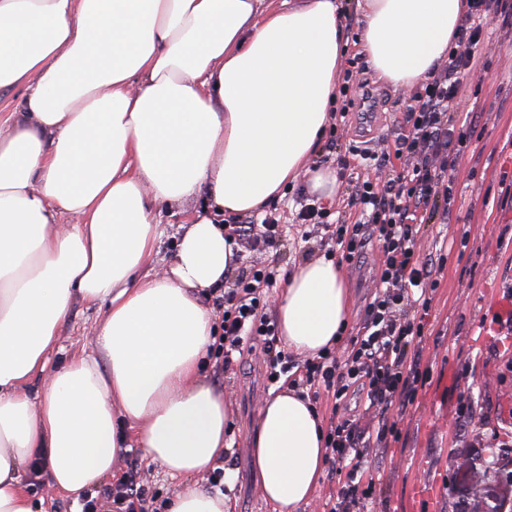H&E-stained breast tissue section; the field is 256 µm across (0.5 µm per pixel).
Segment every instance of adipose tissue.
I'll return each mask as SVG.
<instances>
[{"instance_id":"obj_1","label":"adipose tissue","mask_w":512,"mask_h":512,"mask_svg":"<svg viewBox=\"0 0 512 512\" xmlns=\"http://www.w3.org/2000/svg\"><path fill=\"white\" fill-rule=\"evenodd\" d=\"M466 0H356L371 67L398 91L448 58ZM341 0H0V512H33L35 460L76 495L141 448L180 489L167 512H230L197 483L223 456L231 405L204 362L216 325L200 300L236 265L224 221L261 212L306 178L339 95ZM185 216L168 275L151 264L157 208ZM77 224L61 228L63 217ZM107 304L96 355L50 370L75 298ZM350 312L333 260L303 262L275 306L289 351L334 346ZM46 385L28 395L29 383ZM309 397L265 399L252 437L260 496L299 512L323 477Z\"/></svg>"}]
</instances>
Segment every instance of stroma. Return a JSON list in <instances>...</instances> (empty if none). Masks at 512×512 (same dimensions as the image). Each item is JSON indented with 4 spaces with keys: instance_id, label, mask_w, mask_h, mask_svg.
<instances>
[{
    "instance_id": "stroma-1",
    "label": "stroma",
    "mask_w": 512,
    "mask_h": 512,
    "mask_svg": "<svg viewBox=\"0 0 512 512\" xmlns=\"http://www.w3.org/2000/svg\"><path fill=\"white\" fill-rule=\"evenodd\" d=\"M476 54L481 69L460 77L458 109L470 111L472 102L483 104L475 114V138L463 145L455 172V202L449 226L429 224L425 236L446 230L457 234L439 288L433 293L420 349L421 365L430 372L412 401L397 416L398 440L384 448L369 449L366 469L378 482L372 498L361 501L354 512H460L478 504V488L461 482L452 469L458 451H467L478 471H485L489 447L512 445V343L504 336L488 335L495 322L490 296L512 293V196H504L502 180L512 181V10L495 15L491 33ZM354 78L367 82L378 104L376 112L355 105L351 125L339 147H323L320 165L336 168L344 185L341 195L327 210L332 216L351 211L349 183L357 171L343 165L355 146L381 152L393 150L405 117L410 95L395 91L371 66L358 67ZM308 197L303 182L294 183L286 195L268 203L281 221L275 242L258 247H239V263L228 274L225 287L256 269L274 272L278 297L288 275L304 261L328 255L332 243L324 233L305 235L295 217ZM189 200L183 206L164 207L157 218L165 226L153 272L164 275L175 252L174 235L187 211L201 209ZM379 256L367 247L359 262L343 268L350 290V324H357L371 291ZM104 313L100 304L75 300L51 356L52 367L65 365L72 356L96 352V328ZM208 380L223 390L232 406L231 440L237 456L224 465L236 474L237 491L231 512H273L258 493L250 440L257 426L258 409L268 392L264 386V362L260 345H253L229 370L207 362ZM137 471L149 494L165 500L178 484L160 467L147 464L141 450L123 453L119 473ZM33 512H74V497L48 486L45 478L24 476Z\"/></svg>"
}]
</instances>
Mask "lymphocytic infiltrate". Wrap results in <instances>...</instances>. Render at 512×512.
I'll return each instance as SVG.
<instances>
[{
    "label": "lymphocytic infiltrate",
    "instance_id": "lymphocytic-infiltrate-1",
    "mask_svg": "<svg viewBox=\"0 0 512 512\" xmlns=\"http://www.w3.org/2000/svg\"><path fill=\"white\" fill-rule=\"evenodd\" d=\"M496 2L466 0L455 47L413 94L393 154L381 156L385 162L399 160L393 177L384 182L356 181L351 192L352 219L328 223L323 207L316 204L302 206L297 214L301 223L324 229L343 262L357 261L370 243L379 252L375 288L355 334L348 339L345 357L337 358L334 349L325 348L295 366L281 347L276 322L265 312L266 292L275 284L272 273L255 270L224 293L214 353L224 367L232 366L234 353L243 352L248 342H260L269 384L284 379L296 388L323 391L338 406L356 394L365 414L376 418L373 427L366 428L331 414L325 434L326 461L339 466L345 482L330 495L326 512H350L358 498H369L374 487L364 482V451L397 439V424L387 418L386 410L427 378L418 359L410 355L423 336L422 322L410 313L429 309L443 272L441 263L455 241L446 236L433 240L440 258L434 265L420 256V230L439 212L451 210L454 192L448 172L455 168L459 148L472 126L471 114L456 109L459 78L478 63L475 47L493 20ZM108 496L114 512H161L132 473L114 484Z\"/></svg>",
    "mask_w": 512,
    "mask_h": 512
}]
</instances>
